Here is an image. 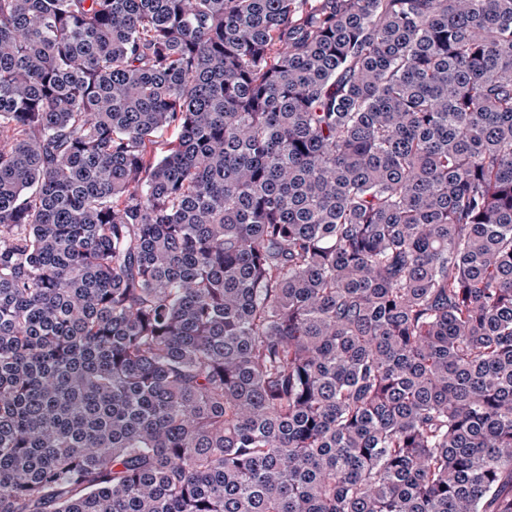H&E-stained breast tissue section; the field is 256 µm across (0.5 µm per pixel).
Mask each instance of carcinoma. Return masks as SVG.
I'll list each match as a JSON object with an SVG mask.
<instances>
[{
	"mask_svg": "<svg viewBox=\"0 0 512 512\" xmlns=\"http://www.w3.org/2000/svg\"><path fill=\"white\" fill-rule=\"evenodd\" d=\"M0 512H512V0H0Z\"/></svg>",
	"mask_w": 512,
	"mask_h": 512,
	"instance_id": "cac0c4a2",
	"label": "carcinoma"
}]
</instances>
